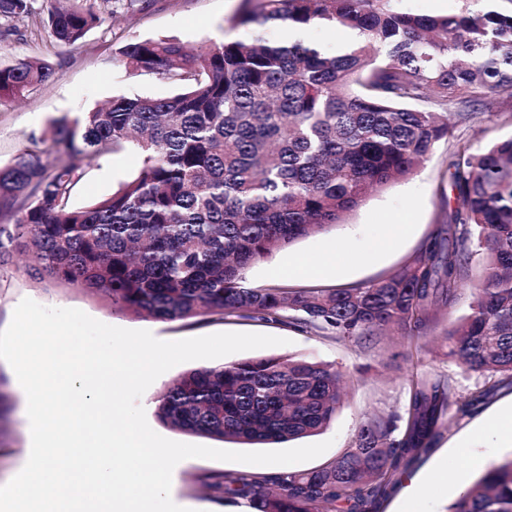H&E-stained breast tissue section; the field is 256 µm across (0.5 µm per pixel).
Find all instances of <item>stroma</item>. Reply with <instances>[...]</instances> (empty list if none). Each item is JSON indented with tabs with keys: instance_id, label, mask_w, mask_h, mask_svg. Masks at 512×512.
Segmentation results:
<instances>
[{
	"instance_id": "stroma-1",
	"label": "stroma",
	"mask_w": 512,
	"mask_h": 512,
	"mask_svg": "<svg viewBox=\"0 0 512 512\" xmlns=\"http://www.w3.org/2000/svg\"><path fill=\"white\" fill-rule=\"evenodd\" d=\"M102 22L73 47L57 45L48 29L30 32L24 21L17 31L0 41L6 59H44L52 63L58 77L25 98L0 104V165L10 163L24 146L39 139L52 119L81 113L118 96L165 97L178 93L176 84L151 75H141L119 65L114 55L132 39L174 36L192 47L209 48L247 35L245 27L232 20L242 0H150L149 7L127 21V0H95ZM512 136V102L498 100L470 122L455 127L439 141L430 158L410 177L371 194L345 223L328 231L302 238L274 252L253 266L248 278L252 286L281 282L291 288H339L367 284L408 264L427 243L438 224L444 223L452 198L448 155L456 139L472 146ZM139 157L126 151L104 161L76 187L73 205L85 206L111 195L132 174ZM332 254L336 266L318 275L282 279L285 268L301 259ZM29 298L46 307L77 308L106 324L151 331L158 339L174 341L221 332L259 333L285 338L282 346L227 355V362L296 356L328 364L344 374L346 396L335 418L315 442L330 441L321 456L329 461L349 448L355 434L372 414L387 416L402 412L408 399L407 383L413 374L452 375L457 393L494 385L495 375L466 373L445 354L442 340L448 326L469 311V289H461L455 304L441 311L428 332L373 339H337L322 332L298 330L272 321L241 320L215 314L206 321L193 319L164 322L113 311L91 293L73 287L37 285L15 266L0 268V330L6 329L16 306ZM25 394L11 366L0 360V485L9 482L20 467L29 442ZM512 412V387H496L494 395L471 414L444 424L438 440L419 464L401 478L398 491L382 512H448L463 488L474 484L482 469L470 467L466 451L483 454L488 464L506 456L502 441L490 434L491 422ZM244 463L191 458L177 475L179 498L201 505L205 512H251L246 501L222 505L210 499L200 480L207 475L249 472Z\"/></svg>"
}]
</instances>
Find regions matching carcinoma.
<instances>
[{"instance_id":"1","label":"carcinoma","mask_w":512,"mask_h":512,"mask_svg":"<svg viewBox=\"0 0 512 512\" xmlns=\"http://www.w3.org/2000/svg\"><path fill=\"white\" fill-rule=\"evenodd\" d=\"M37 2L0 0L5 29L28 20L73 46L102 21L91 6ZM459 2L448 15H423L400 0H243L233 25L252 27L246 39L197 51L172 37L124 44L120 64L182 91L116 97L54 119L0 166V267L24 257L31 281L82 288L135 316L220 314L344 339L426 332L468 280L469 313L445 332L447 355L512 385V137L480 151L456 144L447 223L397 272L344 288L248 280L273 252L343 223L373 191L412 175L479 107L512 100V10ZM336 26L358 41L329 52L307 38ZM272 27L300 38L273 40ZM56 77L44 60L0 62V104ZM127 150L140 167L111 196L73 205L87 174ZM474 252L483 264L472 277ZM342 379L292 356L202 367L165 384L154 414L213 440L280 444L330 424ZM492 395L483 388L459 401L454 377L415 375L403 413L365 419L336 459L302 472L213 476L206 486L254 512H381L443 420ZM449 512H512V458Z\"/></svg>"}]
</instances>
